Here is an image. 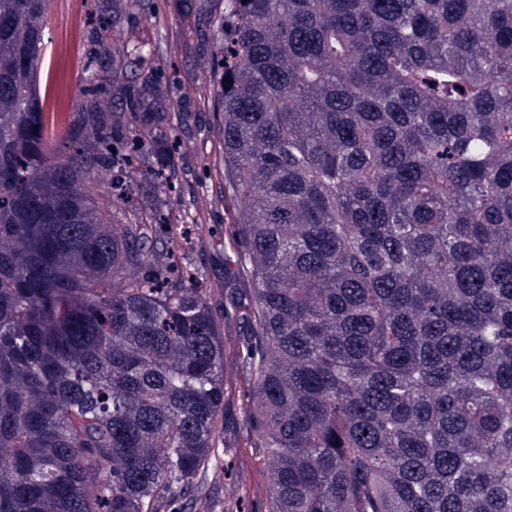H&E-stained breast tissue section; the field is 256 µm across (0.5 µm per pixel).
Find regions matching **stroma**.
I'll list each match as a JSON object with an SVG mask.
<instances>
[{
    "mask_svg": "<svg viewBox=\"0 0 512 512\" xmlns=\"http://www.w3.org/2000/svg\"><path fill=\"white\" fill-rule=\"evenodd\" d=\"M95 0H51L45 36L44 65L49 70L44 104L46 127L62 134L75 119L81 100L79 77L86 64L83 42ZM224 0H143L140 10L125 18L114 37L115 47L147 43L151 66L160 74V91L172 113L162 135L179 168L175 191L160 193L158 206L175 224H199L190 242H173L171 276L192 266L201 281L224 277L228 226L239 213L224 197V132L213 109L216 94L214 61L218 55L217 21ZM217 463L228 470L223 481L197 475L198 499H235L240 482L251 484L254 500L266 483L256 468L242 463L234 450L220 453Z\"/></svg>",
    "mask_w": 512,
    "mask_h": 512,
    "instance_id": "obj_1",
    "label": "stroma"
}]
</instances>
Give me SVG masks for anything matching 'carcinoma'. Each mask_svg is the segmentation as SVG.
Wrapping results in <instances>:
<instances>
[{"label": "carcinoma", "mask_w": 512, "mask_h": 512, "mask_svg": "<svg viewBox=\"0 0 512 512\" xmlns=\"http://www.w3.org/2000/svg\"><path fill=\"white\" fill-rule=\"evenodd\" d=\"M49 2L0 0V512H182L234 445L231 362L266 512H512V0H224L235 343L129 181L135 151L145 192L177 177L133 137L159 77L108 46L141 0L56 138ZM102 171L85 183V193L94 200L101 201L109 197L112 191V170Z\"/></svg>", "instance_id": "obj_1"}]
</instances>
